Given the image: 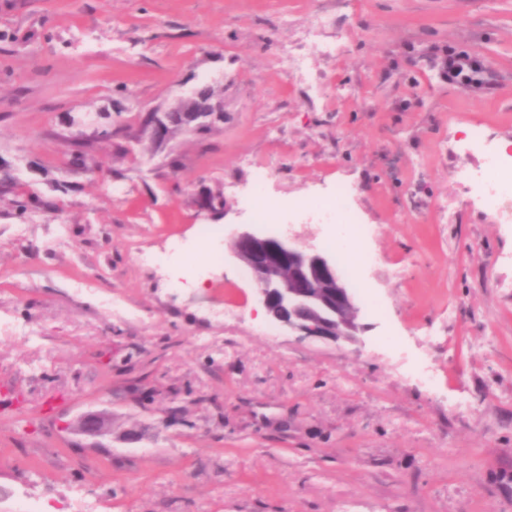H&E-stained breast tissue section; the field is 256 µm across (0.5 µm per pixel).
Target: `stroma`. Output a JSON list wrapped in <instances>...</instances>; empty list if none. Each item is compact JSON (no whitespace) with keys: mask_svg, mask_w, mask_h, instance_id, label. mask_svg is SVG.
Segmentation results:
<instances>
[{"mask_svg":"<svg viewBox=\"0 0 512 512\" xmlns=\"http://www.w3.org/2000/svg\"><path fill=\"white\" fill-rule=\"evenodd\" d=\"M317 13L335 55L303 40ZM291 46L320 89L276 64ZM449 54L482 85L445 80ZM201 84L224 104L205 138L95 144L105 180L63 164L96 113L134 137ZM477 127L512 143V0H0V163L52 205L0 198V512H512V224L448 146ZM258 165L268 203L343 181L376 225L377 266L336 264L357 342L263 314L229 251ZM101 409V447L66 430Z\"/></svg>","mask_w":512,"mask_h":512,"instance_id":"1","label":"stroma"}]
</instances>
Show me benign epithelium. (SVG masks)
I'll use <instances>...</instances> for the list:
<instances>
[{
	"label": "benign epithelium",
	"mask_w": 512,
	"mask_h": 512,
	"mask_svg": "<svg viewBox=\"0 0 512 512\" xmlns=\"http://www.w3.org/2000/svg\"><path fill=\"white\" fill-rule=\"evenodd\" d=\"M199 115L207 117L211 125L222 122L224 106L215 103L201 114L185 113L184 128L192 129ZM139 117L143 131L154 142L167 140L163 110L153 108ZM230 252L250 271L257 285L256 296L273 320L300 336L356 340L362 325L355 318L345 321L342 317L346 310L358 312L355 296L328 257L298 246L288 236L270 235L258 227L237 231ZM75 429L88 437L103 436L108 432L106 415L86 411L78 416Z\"/></svg>",
	"instance_id": "1"
}]
</instances>
